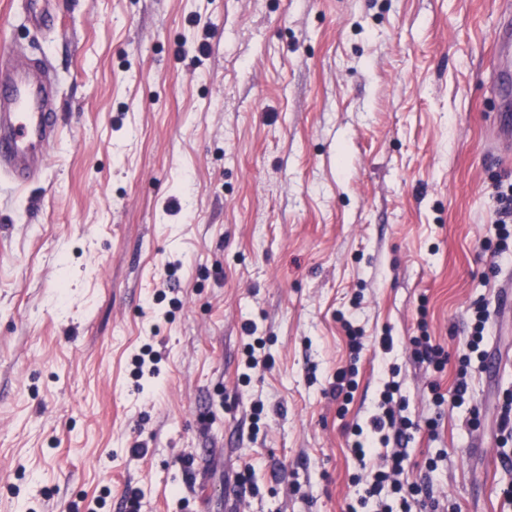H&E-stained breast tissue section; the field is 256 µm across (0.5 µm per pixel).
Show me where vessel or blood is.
Here are the masks:
<instances>
[{
    "mask_svg": "<svg viewBox=\"0 0 512 512\" xmlns=\"http://www.w3.org/2000/svg\"><path fill=\"white\" fill-rule=\"evenodd\" d=\"M0 175L15 186L30 182L47 161L59 137L53 83L44 67L18 61L8 44L0 45Z\"/></svg>",
    "mask_w": 512,
    "mask_h": 512,
    "instance_id": "vessel-or-blood-1",
    "label": "vessel or blood"
}]
</instances>
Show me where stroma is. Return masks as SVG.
Here are the masks:
<instances>
[{"label": "stroma", "instance_id": "35a3bbf8", "mask_svg": "<svg viewBox=\"0 0 512 512\" xmlns=\"http://www.w3.org/2000/svg\"><path fill=\"white\" fill-rule=\"evenodd\" d=\"M503 8L52 0L36 26L23 0H0V36L51 70L60 129L35 180L0 176V512H127L131 488L141 512H344L372 474L350 429L378 399L386 330L419 425L411 480L433 458L456 512H512L497 427L512 391L498 300L512 259L494 253L495 186L512 181ZM479 303L484 349L508 364L472 359L456 406ZM248 322L273 365L246 380ZM423 332L442 371L413 359ZM147 344L157 362L139 378ZM352 365L343 402L331 387ZM490 319V312L484 305H478L472 312L471 332L467 340L468 353L460 358L458 380L454 389L453 401L462 404L468 391V366L471 362V354L479 352L480 359H483L484 352L481 346L485 340L484 331Z\"/></svg>", "mask_w": 512, "mask_h": 512}]
</instances>
